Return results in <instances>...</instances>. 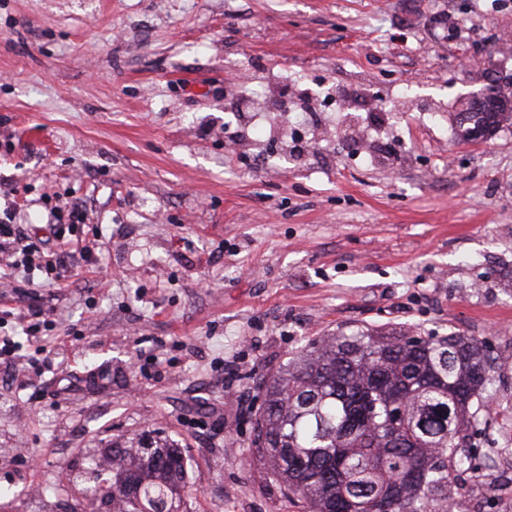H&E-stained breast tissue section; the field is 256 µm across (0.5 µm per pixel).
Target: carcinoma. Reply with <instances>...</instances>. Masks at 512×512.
<instances>
[{"mask_svg": "<svg viewBox=\"0 0 512 512\" xmlns=\"http://www.w3.org/2000/svg\"><path fill=\"white\" fill-rule=\"evenodd\" d=\"M489 135L512 114L475 105ZM495 366L472 336L398 328L325 336L265 381L252 446L308 512H448L474 467L468 448L495 399ZM93 494L112 512H182L185 450L144 435L106 449Z\"/></svg>", "mask_w": 512, "mask_h": 512, "instance_id": "cac0c4a2", "label": "carcinoma"}]
</instances>
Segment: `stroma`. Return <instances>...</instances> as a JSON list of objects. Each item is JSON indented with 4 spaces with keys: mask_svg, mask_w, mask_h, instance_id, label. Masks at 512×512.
I'll return each instance as SVG.
<instances>
[{
    "mask_svg": "<svg viewBox=\"0 0 512 512\" xmlns=\"http://www.w3.org/2000/svg\"><path fill=\"white\" fill-rule=\"evenodd\" d=\"M510 40L512 0H0V193L35 230L76 203L94 255L0 292V337L53 362L0 365V512H90L146 430L188 512H304L251 446L261 385L359 327L488 340L512 402V124H454ZM304 107L312 149L275 155Z\"/></svg>",
    "mask_w": 512,
    "mask_h": 512,
    "instance_id": "35a3bbf8",
    "label": "stroma"
}]
</instances>
